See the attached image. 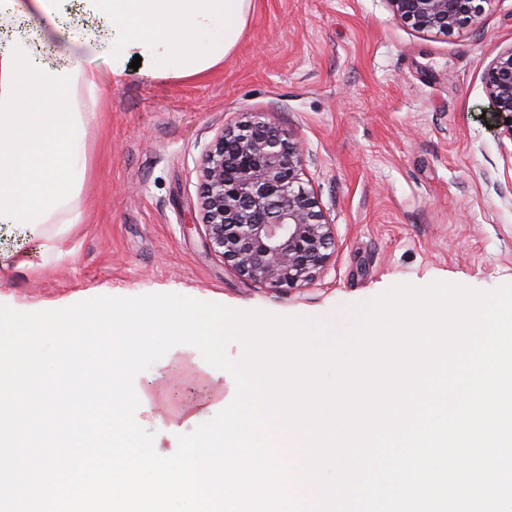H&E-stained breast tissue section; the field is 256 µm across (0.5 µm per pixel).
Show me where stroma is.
Returning <instances> with one entry per match:
<instances>
[{"label": "stroma", "mask_w": 512, "mask_h": 512, "mask_svg": "<svg viewBox=\"0 0 512 512\" xmlns=\"http://www.w3.org/2000/svg\"><path fill=\"white\" fill-rule=\"evenodd\" d=\"M512 46V0L448 34L398 22L388 0H254L222 67L200 80L130 75L104 87L86 129L83 221L43 264L19 225L0 224V304L55 310L78 299L176 293L280 316L330 314L396 284L488 291L512 284V126L482 76ZM264 114L306 146V188L336 231L324 271L297 288L241 279L192 225L198 166L224 128ZM135 387V412L164 449L198 426L188 407L232 398L200 352L173 347Z\"/></svg>", "instance_id": "obj_1"}]
</instances>
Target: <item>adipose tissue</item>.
Listing matches in <instances>:
<instances>
[{"label":"adipose tissue","mask_w":512,"mask_h":512,"mask_svg":"<svg viewBox=\"0 0 512 512\" xmlns=\"http://www.w3.org/2000/svg\"><path fill=\"white\" fill-rule=\"evenodd\" d=\"M251 9L252 0H0V31L32 29L0 51V224L24 226L43 262L54 259L47 225L82 221L85 134L102 85L216 70Z\"/></svg>","instance_id":"obj_1"}]
</instances>
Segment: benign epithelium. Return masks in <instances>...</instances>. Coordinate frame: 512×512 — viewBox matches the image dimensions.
I'll use <instances>...</instances> for the list:
<instances>
[{
  "mask_svg": "<svg viewBox=\"0 0 512 512\" xmlns=\"http://www.w3.org/2000/svg\"><path fill=\"white\" fill-rule=\"evenodd\" d=\"M394 17L418 31L449 33L471 24L489 0H388ZM493 111L512 125V47L485 69ZM305 151L262 114L224 129L200 165L194 223L206 249L237 273L269 288L313 281L336 247L314 192L303 186Z\"/></svg>",
  "mask_w": 512,
  "mask_h": 512,
  "instance_id": "benign-epithelium-1",
  "label": "benign epithelium"
}]
</instances>
